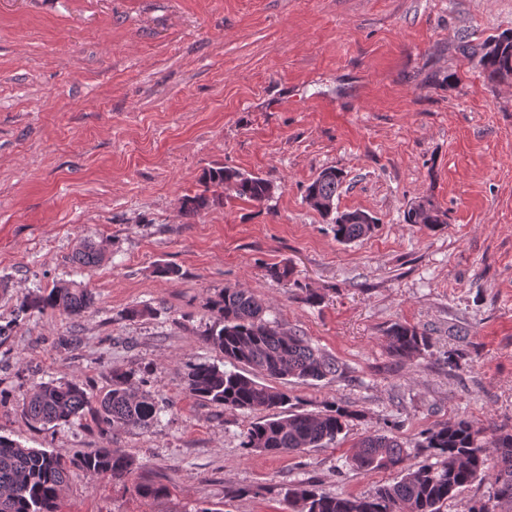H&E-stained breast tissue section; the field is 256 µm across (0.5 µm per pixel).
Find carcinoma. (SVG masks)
Returning <instances> with one entry per match:
<instances>
[{"mask_svg":"<svg viewBox=\"0 0 512 512\" xmlns=\"http://www.w3.org/2000/svg\"><path fill=\"white\" fill-rule=\"evenodd\" d=\"M458 50L477 60L484 78L498 83L512 78V32L490 36L473 45L466 36L458 38ZM209 187L234 182L233 197L261 203L274 193L273 183L261 176L235 168L216 166L203 173ZM344 182V173L335 167L323 169L306 187L328 202H335ZM224 198L205 189L187 195L182 211L198 216ZM332 218L336 241L348 244L367 237L376 228L372 216L362 210L325 211ZM104 259L95 242L85 240L75 252V260L94 267ZM94 305L93 292L76 281H64L50 288H39L27 295L20 308L57 310L79 317ZM213 323L202 341L224 354L233 369L206 363L191 367L186 386L194 399L224 406L226 410H264L266 418L250 424L242 433V447L273 455L300 453L308 448H324L336 442L348 423L359 417L357 410L336 400L319 412L300 411L293 397L276 386L260 382L271 379L321 381L341 373L335 358L325 354L304 336L286 331L264 318V307L248 289L230 286L210 300ZM390 353L411 358L430 347V337L414 326L395 322L386 329ZM244 366L247 371H239ZM149 371L114 370L112 385L97 397L82 382L40 383L23 403L22 413L35 425L69 423L86 414L96 416L102 430H149L158 418L153 395L145 389ZM492 447L494 455L487 453ZM436 459L434 463L411 462V452L397 439L377 430L364 437L350 457V466L363 472L398 470L399 481L373 492L323 494L309 487L288 489L285 498L298 505L297 512H441L456 492L488 474L494 476V505L476 500L469 512H497L496 507L512 508V430H492L465 418H453L424 433L417 444ZM95 475H107L116 484L126 485L136 469L132 457L119 448H97L73 460L38 448H22L0 437V512H59L60 498L70 468ZM134 490L146 498L166 493L160 483H135Z\"/></svg>","mask_w":512,"mask_h":512,"instance_id":"1","label":"carcinoma"}]
</instances>
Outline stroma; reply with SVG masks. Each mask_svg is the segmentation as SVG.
<instances>
[{"label": "stroma", "instance_id": "35a3bbf8", "mask_svg": "<svg viewBox=\"0 0 512 512\" xmlns=\"http://www.w3.org/2000/svg\"><path fill=\"white\" fill-rule=\"evenodd\" d=\"M510 31L512 0H0V436L68 459L119 448L136 478L168 488L145 498L74 468L63 512H291L284 493L301 484L397 481L346 465L374 431L425 463L417 441L448 419L512 427V80L486 84L456 49ZM214 166L276 191L186 218L183 197ZM330 166L345 173L338 210L377 218L369 237L338 243L307 207ZM426 198L445 229L404 223ZM85 239L105 249L99 266L75 262ZM163 263L179 277L156 276ZM70 280L94 292L88 313L19 314L25 295ZM234 285L342 365L287 384L299 409L359 411L335 443L250 451L241 434L260 412L187 394L190 366L224 363L201 336L207 300ZM394 322L426 331L429 351L392 356ZM63 336L77 345L57 347ZM116 368L149 369L148 431L24 418L33 385L83 380L99 395Z\"/></svg>", "mask_w": 512, "mask_h": 512}]
</instances>
